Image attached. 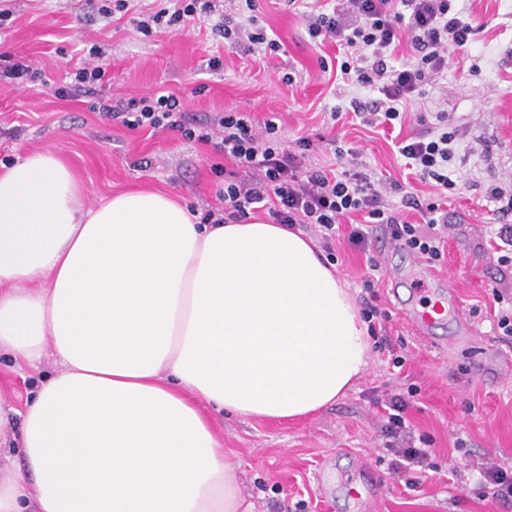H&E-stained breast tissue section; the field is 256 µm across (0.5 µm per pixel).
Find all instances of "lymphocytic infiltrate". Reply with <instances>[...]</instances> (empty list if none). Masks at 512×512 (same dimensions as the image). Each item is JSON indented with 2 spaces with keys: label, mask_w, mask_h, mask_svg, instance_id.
<instances>
[{
  "label": "lymphocytic infiltrate",
  "mask_w": 512,
  "mask_h": 512,
  "mask_svg": "<svg viewBox=\"0 0 512 512\" xmlns=\"http://www.w3.org/2000/svg\"><path fill=\"white\" fill-rule=\"evenodd\" d=\"M344 2L342 9L329 13L307 12V32L311 38L323 36L338 43L345 56L340 64L344 80L381 93L374 108L364 109L357 100L351 103L355 115L368 124L388 125L401 119V106L424 98L427 85L443 78L449 51L467 46L477 31L470 15L456 8L453 0ZM240 8L248 13L242 23L225 14L224 0H154L153 5L138 8L133 0H98L96 5L98 14L105 18L137 10L136 27L146 36L157 27L178 30L190 21L204 19L230 46L263 54L280 51V43L268 38L257 24L258 0H242ZM404 42L412 48L413 59L398 66L388 64V56ZM88 55V62L71 72L70 83L51 87L55 98H87L88 111L120 120L129 129L163 128L190 141L214 143L216 150L234 163L236 170L225 177L220 192L223 208L207 211L202 223L237 224L264 209L273 223L317 228L322 246L328 250L341 233L343 219L362 214L365 223L352 225L346 234L351 245L369 251L374 231L380 230L390 243L429 264L443 261L451 226L441 203L419 199L409 192L396 208L367 175H339L327 169L303 167L302 155L313 150V140L298 138L295 150H288L271 121L259 131L249 116L227 111L213 124L195 125L188 122L183 101L173 94L106 97L98 92L109 75L107 65L101 62L104 50L94 44ZM436 119V126L427 133L403 140L398 152L419 181L436 182L448 191L456 187L448 175V164L460 133L449 125L447 113H437ZM240 168L251 171V179H238L236 171ZM405 207L421 213L423 223L405 220L401 214ZM416 394V387L411 386L406 393L391 395L385 403L382 427L394 468L409 473L433 467L430 449L407 439L405 412Z\"/></svg>",
  "instance_id": "f902f5d3"
}]
</instances>
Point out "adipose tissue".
I'll return each mask as SVG.
<instances>
[{"label":"adipose tissue","mask_w":512,"mask_h":512,"mask_svg":"<svg viewBox=\"0 0 512 512\" xmlns=\"http://www.w3.org/2000/svg\"><path fill=\"white\" fill-rule=\"evenodd\" d=\"M56 152L0 171V354L60 372L19 413L0 512H240L213 412L291 420L350 390L368 327L280 224H202L162 193L95 207Z\"/></svg>","instance_id":"ef3b65f1"}]
</instances>
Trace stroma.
Returning <instances> with one entry per match:
<instances>
[{
	"label": "stroma",
	"mask_w": 512,
	"mask_h": 512,
	"mask_svg": "<svg viewBox=\"0 0 512 512\" xmlns=\"http://www.w3.org/2000/svg\"><path fill=\"white\" fill-rule=\"evenodd\" d=\"M6 5L13 15L0 45L28 56L48 81L61 80L84 42L98 41L111 60L104 94L169 92L197 119L234 110L258 124L271 120L287 144L302 136L319 138L305 166L363 171L424 197L431 186L414 179L397 145L427 132L436 112H447L461 133L448 168L460 192L448 200L454 229L445 259L432 274L469 311L474 338L458 342L451 324L442 331L447 344L440 348L414 334L391 294L399 256L378 246L380 269L373 273L359 250L337 242V274L358 299L364 296V277L374 276L380 305L392 316L388 338L403 345L407 363L394 367L378 337H370L366 373L336 403L289 422L220 415L216 427L249 512H362L341 492L359 464L373 469L382 484L375 512H504L492 497H480L479 488L486 464L512 468V375L479 374L474 363L486 343L512 348V336L493 326L491 286L498 272L479 248L486 225L512 224V212L501 215L488 198L492 187L512 182V0H462L478 27L473 41L449 55L439 88L406 106V120L395 128L369 127L354 115L352 98L368 104L379 92L338 79L336 43L311 39L300 12L286 0H260L258 23L282 45L272 56L229 48L199 21L147 37L130 16L97 19L87 0H6ZM214 55L223 57V70L208 69ZM335 107L341 115L334 121ZM42 148L56 151L79 173L86 207L135 190L169 193L201 215L221 204L224 177L216 169L225 160L212 145L161 128L131 130L42 89L0 84V159ZM57 369L51 355L34 369L16 368L11 357L0 355V383L15 401ZM411 385L419 390L408 411L411 428L429 441L437 465L421 474L414 490L406 487L404 473L392 469L383 449L377 405Z\"/></svg>",
	"instance_id": "1"
}]
</instances>
